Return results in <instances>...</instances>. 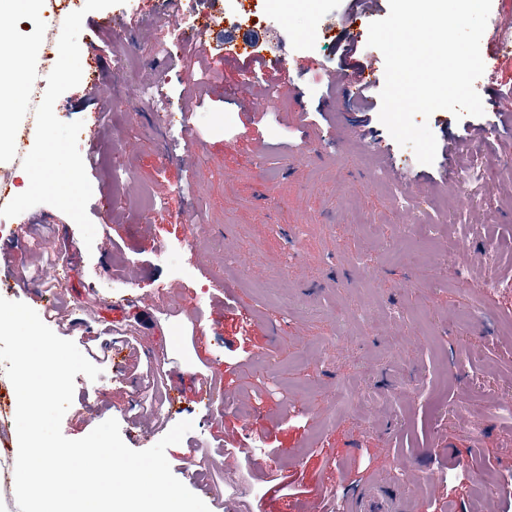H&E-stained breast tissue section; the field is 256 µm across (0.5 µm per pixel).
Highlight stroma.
<instances>
[{"label": "stroma", "mask_w": 512, "mask_h": 512, "mask_svg": "<svg viewBox=\"0 0 512 512\" xmlns=\"http://www.w3.org/2000/svg\"><path fill=\"white\" fill-rule=\"evenodd\" d=\"M164 2L72 0L56 29L42 13L9 27L18 47L51 36L60 53L82 51L72 72L44 75L52 126L29 146L37 160L59 141L81 190L61 209L29 188L26 162L0 156L14 202L0 214L13 254L0 297L26 303L38 289L56 335L90 358L107 333L126 354L98 379L76 375L63 435L113 418L143 449L131 416L151 393L166 427L194 424L166 457L210 512H342L351 489L404 488L423 471L437 493L420 512H512V130L496 109L512 57L475 83L483 116L428 120L440 145L480 126L495 137L423 165L323 77L382 60L343 44L387 16V0L352 21L348 0H183L175 21ZM207 11L218 25L201 66L179 30ZM123 16L130 38L101 30ZM242 39L291 65L297 93L254 106L227 95L246 74L217 60ZM199 78L207 97L185 110ZM389 162L418 176L406 195L382 179ZM44 253L61 271L52 283L33 274ZM144 294L143 322L130 302ZM202 378L229 397H197Z\"/></svg>", "instance_id": "obj_1"}]
</instances>
